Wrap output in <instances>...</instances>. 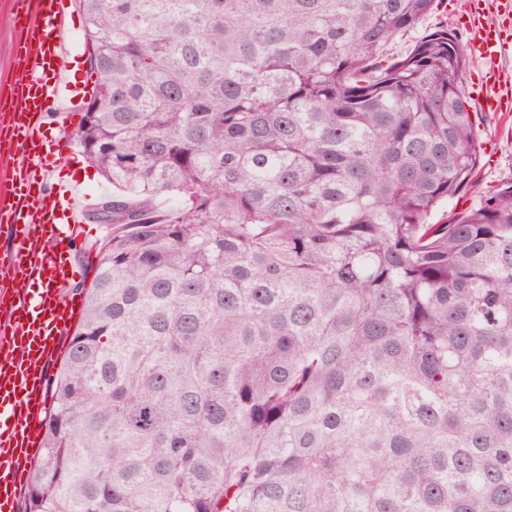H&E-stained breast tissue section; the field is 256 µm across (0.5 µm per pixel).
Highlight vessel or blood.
<instances>
[{
	"label": "vessel or blood",
	"mask_w": 512,
	"mask_h": 512,
	"mask_svg": "<svg viewBox=\"0 0 512 512\" xmlns=\"http://www.w3.org/2000/svg\"><path fill=\"white\" fill-rule=\"evenodd\" d=\"M13 7L21 75L10 106L0 108V157L9 162L0 172V227L10 237L13 275L32 287L0 288L7 300L0 319V512H14L32 466L49 365L82 304L62 298L59 287L82 274L70 250L97 200L82 182L53 183L57 164L72 150L82 103L97 86L96 76L70 74L81 57L66 28L74 0H13ZM459 14L472 51L490 62L477 92L481 109L512 112V78L491 64L512 54V0H462Z\"/></svg>",
	"instance_id": "1"
}]
</instances>
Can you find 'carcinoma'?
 <instances>
[{
  "instance_id": "carcinoma-1",
  "label": "carcinoma",
  "mask_w": 512,
  "mask_h": 512,
  "mask_svg": "<svg viewBox=\"0 0 512 512\" xmlns=\"http://www.w3.org/2000/svg\"><path fill=\"white\" fill-rule=\"evenodd\" d=\"M112 185L24 512H512V182L441 0H75Z\"/></svg>"
}]
</instances>
